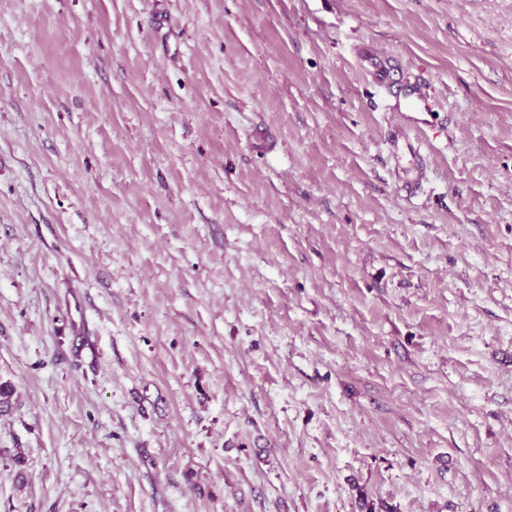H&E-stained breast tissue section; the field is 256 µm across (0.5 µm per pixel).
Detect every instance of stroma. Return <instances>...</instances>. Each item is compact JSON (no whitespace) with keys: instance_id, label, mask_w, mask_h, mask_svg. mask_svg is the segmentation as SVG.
Segmentation results:
<instances>
[{"instance_id":"stroma-1","label":"stroma","mask_w":512,"mask_h":512,"mask_svg":"<svg viewBox=\"0 0 512 512\" xmlns=\"http://www.w3.org/2000/svg\"><path fill=\"white\" fill-rule=\"evenodd\" d=\"M5 381L0 512H512V0H0Z\"/></svg>"}]
</instances>
